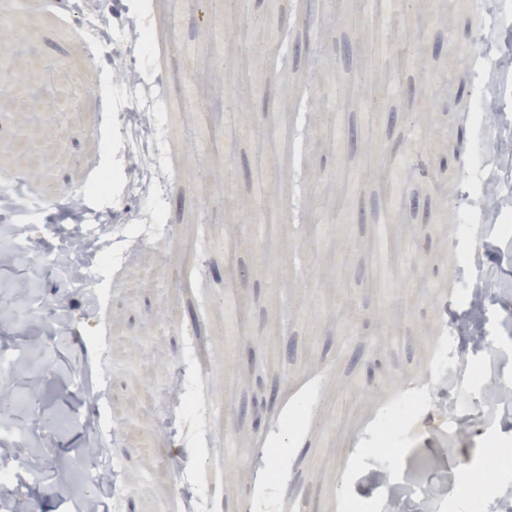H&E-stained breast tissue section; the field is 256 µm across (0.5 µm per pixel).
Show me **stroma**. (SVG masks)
Returning <instances> with one entry per match:
<instances>
[{"label":"stroma","instance_id":"stroma-1","mask_svg":"<svg viewBox=\"0 0 512 512\" xmlns=\"http://www.w3.org/2000/svg\"><path fill=\"white\" fill-rule=\"evenodd\" d=\"M115 28L141 21L158 44L141 60L136 88L116 81L127 56L102 45L92 61L76 25L53 0H0V188L22 180L21 209L0 208V252L30 240L38 257L0 265V512H79L88 491L84 450L108 449L122 483L100 512H185L192 489L213 512H343L345 501L380 512L391 481L422 458L447 474L436 512H501L512 470V409L482 397L487 380L512 387V232L489 219L474 193L493 184L501 213H512V11L495 27L471 16L469 0H411L408 32L428 23L420 54L427 74L405 72L379 111L353 87L382 86L399 61L397 45L376 58L379 21L359 0H96ZM36 83L26 111L7 73ZM336 84V107L313 111L319 79ZM495 108L483 129L467 120L484 88ZM162 93L160 152L178 169L161 186L163 228L152 240L117 243L111 261L87 251L83 281L56 263L75 230L49 185L82 195L93 217L120 231L146 202L129 196L122 176L129 150L121 106ZM65 99L66 111L55 109ZM325 132L307 136L310 123ZM433 132L436 152L411 151L412 127ZM413 155L421 178L408 202L389 209L387 168ZM107 173V189L94 181ZM470 209L480 247L457 232ZM333 221L312 245L314 225ZM387 223L395 274L385 278L374 247ZM249 238L227 277L223 238ZM429 268L437 291L421 295L407 257ZM489 280L479 313L459 295ZM243 299L242 334L224 332L225 296ZM473 317L485 342L456 334L448 360L462 365L453 418L433 404L411 412L391 457L375 446L380 421L409 401L438 358L445 329ZM180 373L194 410L171 399ZM313 422L282 432L284 417ZM170 452L165 471L155 449ZM288 476L287 490L257 495L260 478L239 481L258 449Z\"/></svg>","mask_w":512,"mask_h":512}]
</instances>
